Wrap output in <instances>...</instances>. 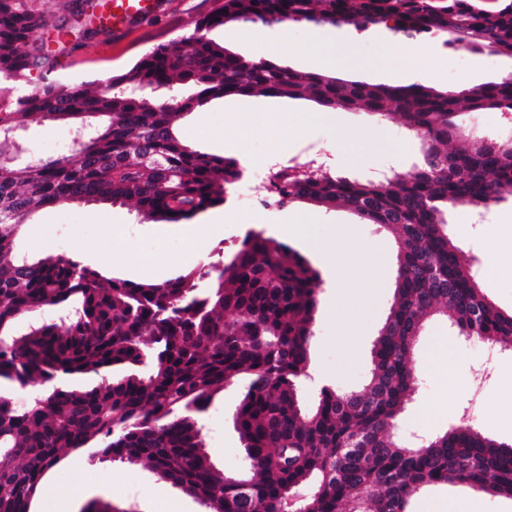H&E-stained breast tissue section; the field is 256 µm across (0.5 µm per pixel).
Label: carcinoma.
Instances as JSON below:
<instances>
[{
    "label": "carcinoma",
    "instance_id": "1",
    "mask_svg": "<svg viewBox=\"0 0 512 512\" xmlns=\"http://www.w3.org/2000/svg\"><path fill=\"white\" fill-rule=\"evenodd\" d=\"M102 0L53 27L85 42ZM307 23L512 59V0H211L192 32L154 47L101 81L64 82L56 55L30 33L46 23L33 0H0V77L42 81L0 109V512H30L43 477L69 450L88 462H143L205 512H409L448 484L512 499V446L459 424L433 437L396 429L417 390L413 356L425 324L512 348V312L479 288L473 257L448 233V211L512 198V149L475 137L465 112L512 113V80L472 88L371 84L299 74L209 37L228 23ZM307 99L334 111L397 116L421 143L411 172L355 179L329 166L288 167L277 207L342 206L394 235V301L357 391L321 388L301 402L321 285L286 242L250 232L230 258L158 284L110 276L76 254L34 259L19 229L46 206L131 201L180 223L227 202L241 164L195 149L174 117L225 96ZM30 120L65 122L74 146L38 154L15 135ZM246 382L233 416L243 476L224 479L204 444L213 394ZM34 388L22 408L17 388Z\"/></svg>",
    "mask_w": 512,
    "mask_h": 512
}]
</instances>
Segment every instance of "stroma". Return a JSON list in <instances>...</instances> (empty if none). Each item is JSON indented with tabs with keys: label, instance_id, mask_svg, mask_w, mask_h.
Returning a JSON list of instances; mask_svg holds the SVG:
<instances>
[{
	"label": "stroma",
	"instance_id": "stroma-1",
	"mask_svg": "<svg viewBox=\"0 0 512 512\" xmlns=\"http://www.w3.org/2000/svg\"><path fill=\"white\" fill-rule=\"evenodd\" d=\"M210 7V0H167L164 15L134 25L120 39L95 38L85 46L59 48L51 29H35L33 41L56 51L59 77L81 82L122 73L155 45L188 35L192 22ZM306 23H284L267 29L264 45L268 59L298 72H308L312 54ZM321 49L336 62L335 76L369 83L422 82L441 88L473 87L512 72V60L490 57L423 41L424 51L404 67H389L388 49L394 35L378 27L366 32L323 27ZM316 103L303 99L229 96L205 108L182 114L176 123L199 151L241 158L245 165L263 164L275 156L302 160L326 157L339 173L365 178L396 168L407 172L419 162L420 143L397 118L368 121L362 112L339 111L333 120L312 124ZM305 134H284L282 116ZM70 127L65 123L29 124L21 132L25 142L47 155L65 153ZM137 225L126 233V225ZM349 230L338 247L346 260L330 270L316 247L330 236V225ZM468 225L464 246L476 259L477 280L485 296L501 311H512V200L494 204L484 220H476L468 207L451 209L449 231ZM202 240L200 251L188 250L179 224L153 221L139 215L133 205L82 202L49 207L37 212L19 238L24 250L36 258L54 253V239L78 247L83 260L106 273L127 277L129 263L161 271L163 279L197 266L228 258L248 232L288 242L319 270L322 284L311 340L313 369L323 371L329 386L356 390L368 380L372 349L393 302L396 248L390 234L377 231L345 208L332 210L311 203L245 212L224 205L203 212L188 226ZM376 262L375 281H367L362 259ZM446 339L460 369L476 376L484 361L483 344L455 335L447 322H428L418 338L415 358L425 363L439 339ZM243 393L242 383L225 386L214 394L203 417L204 441L214 463L226 474L245 468L242 442L233 425V413ZM467 420L485 436L512 444V350L500 352L481 390L460 392L447 381L423 378L422 385L402 414V438L431 436ZM101 501L123 512H202L199 502L140 464H89L83 450L69 453L50 469L44 489L31 512H81L89 502ZM512 512V499L476 493L460 486L421 493L411 512Z\"/></svg>",
	"mask_w": 512,
	"mask_h": 512
}]
</instances>
